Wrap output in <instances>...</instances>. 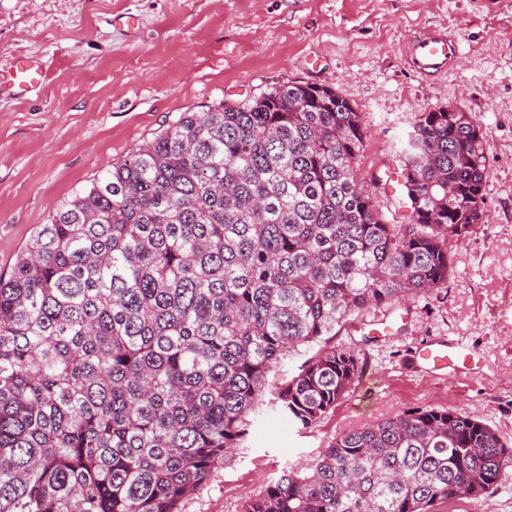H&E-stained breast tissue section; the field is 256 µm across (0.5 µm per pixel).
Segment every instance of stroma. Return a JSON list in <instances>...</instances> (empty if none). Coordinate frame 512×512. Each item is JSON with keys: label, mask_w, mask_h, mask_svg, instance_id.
<instances>
[{"label": "stroma", "mask_w": 512, "mask_h": 512, "mask_svg": "<svg viewBox=\"0 0 512 512\" xmlns=\"http://www.w3.org/2000/svg\"><path fill=\"white\" fill-rule=\"evenodd\" d=\"M433 31L456 35L462 54L429 78L406 50ZM19 57L46 78L0 100L2 276L76 189L185 112L287 81L334 88L361 114L360 173L393 222L403 215L386 184L417 113L450 105L482 124L484 217L452 244L447 287L343 326L331 342L362 367L335 408L306 430L258 421L183 512H241L339 433L411 409L475 415L512 448V0H0V68ZM448 341L476 351L474 376L417 365ZM433 512H512V465L488 494Z\"/></svg>", "instance_id": "35a3bbf8"}]
</instances>
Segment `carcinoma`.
<instances>
[{
	"label": "carcinoma",
	"instance_id": "obj_1",
	"mask_svg": "<svg viewBox=\"0 0 512 512\" xmlns=\"http://www.w3.org/2000/svg\"><path fill=\"white\" fill-rule=\"evenodd\" d=\"M365 139L335 89L279 83L182 113L39 225L0 277V512H183L258 417L307 429L336 405L361 361L329 337L448 284L450 243L483 218L475 117L417 116L401 224L359 176ZM511 465L477 417L408 410L242 512H431Z\"/></svg>",
	"mask_w": 512,
	"mask_h": 512
}]
</instances>
